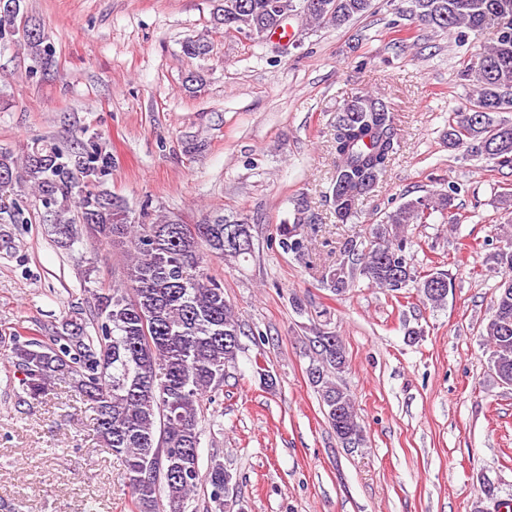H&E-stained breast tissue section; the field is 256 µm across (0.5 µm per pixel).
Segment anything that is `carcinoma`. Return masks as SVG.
<instances>
[{
    "label": "carcinoma",
    "instance_id": "cac0c4a2",
    "mask_svg": "<svg viewBox=\"0 0 512 512\" xmlns=\"http://www.w3.org/2000/svg\"><path fill=\"white\" fill-rule=\"evenodd\" d=\"M224 26L277 27L292 17L340 27L366 14L372 0H330L326 10L306 7L307 0H212ZM410 12L423 24L465 40L470 32L494 30V42L477 55L464 79L474 89L463 107L448 119V147L471 158L512 167V0H410ZM0 41L19 43L34 66L51 64L53 48L40 22L28 14L25 0H0ZM194 57L209 54L200 36L183 45ZM399 145L388 105L369 92L347 100L331 137L336 176L331 188L332 213L338 224L357 215L360 197L370 193L385 173ZM112 171V157L94 137L64 151L37 139L22 157L0 146V221L29 224L22 192H32L42 209L39 220L50 226L54 242L71 248L83 236L127 254L120 283L90 291L92 305L72 309L55 335L14 337L12 363L22 374L24 401H40L57 385H69L95 413L99 441L119 457L137 512H187L199 485L210 486V512H223L224 464L211 462L201 472L199 415L205 398L224 384L226 369L241 350V323L212 275L208 260L247 262L254 249L228 245V226L240 239L252 236L249 219L229 221L222 215L205 224L146 223L102 189ZM451 185L410 198L371 225L367 246L349 240L343 258L329 269L324 285L340 296L360 276L393 294L414 283L434 307L445 303L452 279L445 270L431 275L442 290L428 291L427 277L414 270L408 226L425 224L435 213L457 223ZM304 221L277 227L279 244L301 256L307 250ZM493 262L503 271L492 314L482 328L494 379L512 380V238ZM316 359L308 377L318 388L327 422L345 446L364 442V427L355 402L339 383L325 377L344 372L347 351L332 331L314 340Z\"/></svg>",
    "mask_w": 512,
    "mask_h": 512
}]
</instances>
